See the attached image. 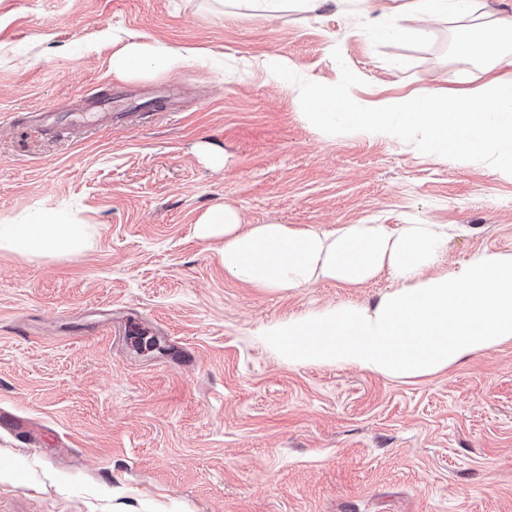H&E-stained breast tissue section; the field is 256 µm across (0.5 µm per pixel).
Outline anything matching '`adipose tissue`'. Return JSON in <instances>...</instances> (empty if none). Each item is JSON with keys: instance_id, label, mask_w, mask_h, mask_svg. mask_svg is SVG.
<instances>
[{"instance_id": "adipose-tissue-1", "label": "adipose tissue", "mask_w": 512, "mask_h": 512, "mask_svg": "<svg viewBox=\"0 0 512 512\" xmlns=\"http://www.w3.org/2000/svg\"><path fill=\"white\" fill-rule=\"evenodd\" d=\"M188 51L144 40L112 58L121 75L179 70ZM220 237V259L235 280L274 292L320 281L354 288L385 275L393 287L375 305L347 302L291 314L262 326L264 345L292 367L339 365L390 379L437 375L464 357L512 343V251H477L444 268V224H344L325 232L297 224H246L227 206L195 228ZM85 225L51 209L27 222L0 221V250L78 257Z\"/></svg>"}]
</instances>
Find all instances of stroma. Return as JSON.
<instances>
[{
  "instance_id": "obj_1",
  "label": "stroma",
  "mask_w": 512,
  "mask_h": 512,
  "mask_svg": "<svg viewBox=\"0 0 512 512\" xmlns=\"http://www.w3.org/2000/svg\"><path fill=\"white\" fill-rule=\"evenodd\" d=\"M408 0H320L233 20L206 0H0V220L54 208L87 225L74 258L0 251V512H512V344L401 382L288 366L258 329L381 277L270 292L227 275L214 205L247 224H448L447 265L512 251V176L408 144L317 132L299 89L256 67L362 78L364 99L485 81L455 30ZM425 27L420 36L411 28ZM132 40L191 50L174 73L117 75ZM122 126L48 130L40 112ZM226 156L210 166L207 150Z\"/></svg>"
}]
</instances>
